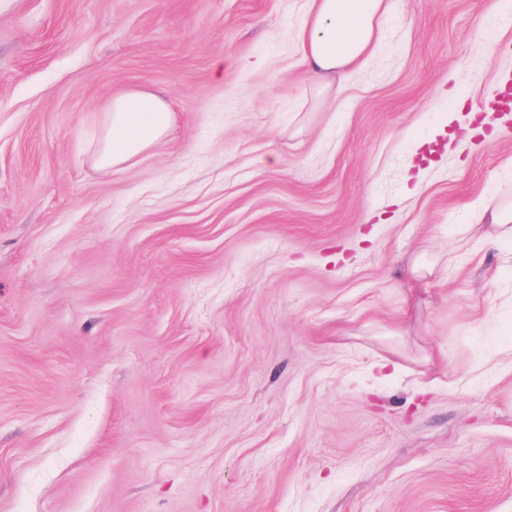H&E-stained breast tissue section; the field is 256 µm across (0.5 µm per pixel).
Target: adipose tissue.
<instances>
[{
    "label": "adipose tissue",
    "mask_w": 512,
    "mask_h": 512,
    "mask_svg": "<svg viewBox=\"0 0 512 512\" xmlns=\"http://www.w3.org/2000/svg\"><path fill=\"white\" fill-rule=\"evenodd\" d=\"M390 0H310L296 43L317 78L345 75L362 64L380 41ZM107 129L96 164L103 169L132 164L172 130L169 102L140 90L112 96L105 104Z\"/></svg>",
    "instance_id": "1"
}]
</instances>
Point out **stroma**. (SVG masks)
<instances>
[{
    "mask_svg": "<svg viewBox=\"0 0 512 512\" xmlns=\"http://www.w3.org/2000/svg\"><path fill=\"white\" fill-rule=\"evenodd\" d=\"M305 9L0 0V512H512V0H392L336 89ZM106 134L96 157L102 169L132 164L172 130L169 102L148 90L118 93L105 104ZM484 220L494 229L497 238L512 235V201L486 207L481 215V221Z\"/></svg>",
    "mask_w": 512,
    "mask_h": 512,
    "instance_id": "obj_1",
    "label": "stroma"
}]
</instances>
